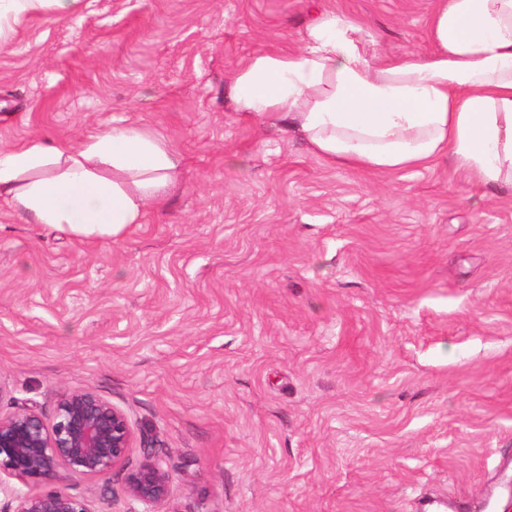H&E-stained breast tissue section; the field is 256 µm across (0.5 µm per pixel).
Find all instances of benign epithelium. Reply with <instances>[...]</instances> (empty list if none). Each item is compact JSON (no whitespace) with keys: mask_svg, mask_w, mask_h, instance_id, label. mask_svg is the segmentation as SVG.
Returning <instances> with one entry per match:
<instances>
[{"mask_svg":"<svg viewBox=\"0 0 512 512\" xmlns=\"http://www.w3.org/2000/svg\"><path fill=\"white\" fill-rule=\"evenodd\" d=\"M133 441L127 413L92 389L65 393L49 424L33 408L0 415V493L15 502L8 512H94L88 497L60 483L112 472ZM10 479L44 490L22 493L7 486ZM125 488L130 501L142 506L128 512H156L171 495L165 458L149 455L126 474Z\"/></svg>","mask_w":512,"mask_h":512,"instance_id":"1","label":"benign epithelium"}]
</instances>
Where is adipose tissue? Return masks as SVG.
Instances as JSON below:
<instances>
[{
	"mask_svg": "<svg viewBox=\"0 0 512 512\" xmlns=\"http://www.w3.org/2000/svg\"><path fill=\"white\" fill-rule=\"evenodd\" d=\"M82 0H0L6 30ZM434 49L369 51L362 26L328 10L290 52L252 56L231 88L236 110L298 131L331 163L372 171L448 157L483 186L512 183V0H439ZM182 155L127 124L74 145L32 138L0 150V199L28 222L81 240L118 239L178 186Z\"/></svg>",
	"mask_w": 512,
	"mask_h": 512,
	"instance_id": "ef3b65f1",
	"label": "adipose tissue"
}]
</instances>
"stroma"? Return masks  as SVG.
<instances>
[{
  "instance_id": "35a3bbf8",
  "label": "stroma",
  "mask_w": 512,
  "mask_h": 512,
  "mask_svg": "<svg viewBox=\"0 0 512 512\" xmlns=\"http://www.w3.org/2000/svg\"><path fill=\"white\" fill-rule=\"evenodd\" d=\"M435 6L83 0L0 51V149L135 122L184 160L116 241L0 203V415L86 388L128 414L126 460L71 483L96 512H127L147 444L165 512H512V186L331 164L230 95L322 10L404 55Z\"/></svg>"
}]
</instances>
